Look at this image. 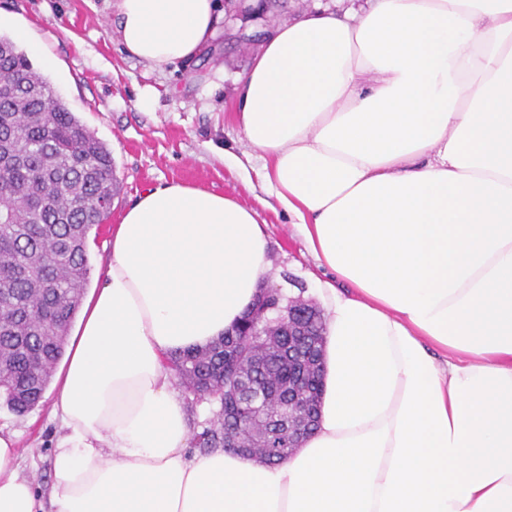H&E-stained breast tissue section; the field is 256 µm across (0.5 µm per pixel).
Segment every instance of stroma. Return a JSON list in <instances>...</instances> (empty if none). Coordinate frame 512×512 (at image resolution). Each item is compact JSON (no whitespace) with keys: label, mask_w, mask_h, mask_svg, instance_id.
Listing matches in <instances>:
<instances>
[{"label":"stroma","mask_w":512,"mask_h":512,"mask_svg":"<svg viewBox=\"0 0 512 512\" xmlns=\"http://www.w3.org/2000/svg\"><path fill=\"white\" fill-rule=\"evenodd\" d=\"M332 2L284 0L260 15L241 0L214 54L159 70L123 52L104 0H0V35L21 25L31 29L40 43L27 53L33 67L112 153L118 192L106 222L90 233L91 278L103 271L112 229L124 211L147 188L174 182L224 193L255 210L269 240L267 283L288 296L312 298L314 263L261 182L256 151L233 111L236 81L266 36L281 21ZM55 393V385H48L40 405L23 415L0 406V426L17 437L20 474L35 477L44 490L52 482L50 457L62 432L52 415Z\"/></svg>","instance_id":"35a3bbf8"}]
</instances>
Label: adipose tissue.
I'll return each instance as SVG.
<instances>
[{"mask_svg":"<svg viewBox=\"0 0 512 512\" xmlns=\"http://www.w3.org/2000/svg\"><path fill=\"white\" fill-rule=\"evenodd\" d=\"M162 69L216 0H106ZM237 124L322 278L319 424L285 461L189 454L164 358L236 327L268 269L252 209L171 183L112 234L57 375L48 496L0 429V512H512V0H375L284 20Z\"/></svg>","mask_w":512,"mask_h":512,"instance_id":"obj_1","label":"adipose tissue"}]
</instances>
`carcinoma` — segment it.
I'll return each instance as SVG.
<instances>
[{
    "instance_id": "1",
    "label": "carcinoma",
    "mask_w": 512,
    "mask_h": 512,
    "mask_svg": "<svg viewBox=\"0 0 512 512\" xmlns=\"http://www.w3.org/2000/svg\"><path fill=\"white\" fill-rule=\"evenodd\" d=\"M0 400L18 415L34 409L48 386L50 370L64 352L58 332L68 330L89 280L87 239L110 207H73L78 199L112 201L117 193L112 154L55 96L10 37L0 36ZM258 324L241 335L227 333L201 349L170 358L185 393L219 409L201 423L196 447H224V401L235 394L237 374L224 373V345L240 350V371L267 392L266 417L281 407L299 360L274 357L263 371H251ZM323 319L312 342L297 348L322 365ZM293 449L259 448L257 458L275 463Z\"/></svg>"
}]
</instances>
